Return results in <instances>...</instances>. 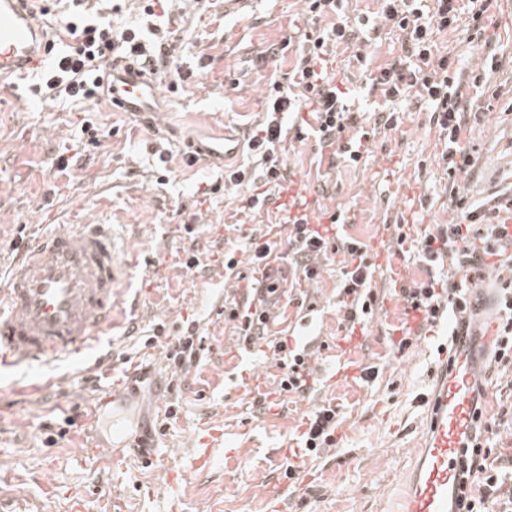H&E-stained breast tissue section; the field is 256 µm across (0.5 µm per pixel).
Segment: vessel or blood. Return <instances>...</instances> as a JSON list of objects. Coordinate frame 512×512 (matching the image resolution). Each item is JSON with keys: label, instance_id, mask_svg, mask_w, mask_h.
<instances>
[{"label": "vessel or blood", "instance_id": "b4317fda", "mask_svg": "<svg viewBox=\"0 0 512 512\" xmlns=\"http://www.w3.org/2000/svg\"><path fill=\"white\" fill-rule=\"evenodd\" d=\"M37 0H0V89L9 79L24 80L48 58L52 38L37 14ZM107 96L120 112L155 111L157 75L135 58L115 57L106 65ZM243 147L239 135L224 130L189 153L228 160ZM130 277L108 224L60 230L36 243L0 288V368L19 362L42 364L76 356L110 326ZM432 388L416 404L427 417V432L407 471L401 512H466L461 495L462 455L473 432L471 416L482 382L478 346L455 340L441 353Z\"/></svg>", "mask_w": 512, "mask_h": 512}]
</instances>
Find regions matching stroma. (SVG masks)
Wrapping results in <instances>:
<instances>
[{"label":"stroma","mask_w":512,"mask_h":512,"mask_svg":"<svg viewBox=\"0 0 512 512\" xmlns=\"http://www.w3.org/2000/svg\"><path fill=\"white\" fill-rule=\"evenodd\" d=\"M305 25L300 0H248L235 10L224 0L187 6L167 68L188 80L175 93L160 80L166 110L158 120L103 103L88 116L65 102L0 96V283L34 240L61 228L110 224L131 262L128 291L138 297L135 309L119 308L113 318L102 363L0 369V505L8 512H274L282 451L295 447L302 419L328 401L339 407L337 445L311 458L307 484L287 490L293 512H393V489L423 423L415 399L430 383L447 333L442 324L405 353L391 350L389 320L405 309L401 291L426 276L415 252L396 251V227L409 224L415 234L456 216L429 112L404 102L401 124L381 126L380 92L365 85L352 49L340 47L332 69L348 77L362 124L377 128L361 161L330 165L313 136L283 142L287 177L312 196L313 220L343 209L348 222L340 235L366 245L377 266L370 286L380 306L362 343L342 350L341 257L322 260L317 281L301 286L302 306L287 309L293 342L314 354L310 391L284 395L278 410L263 414L247 386L260 375L266 389H276L280 370L221 314L225 297L243 300L261 282L246 261L238 278L225 279L224 250L270 231L286 240L279 206L288 194L244 211L238 190H219L223 165L185 162L188 141L223 125L244 135L259 122L271 79L287 77L294 62L271 59L268 50ZM484 25L479 36L461 19L457 29L436 35L434 47L455 58L466 79L481 67L488 40L504 56L488 75L499 98H479L480 111L466 115L461 138L475 164L457 182L478 204L512 194V0H493ZM88 117L100 129V147L83 144ZM61 155L70 159L69 173L57 171ZM191 254L200 264L189 270ZM302 312L308 324L298 323ZM188 319L205 338L206 357L178 396L161 347L146 339L155 326L172 333ZM343 357L377 367L378 377L338 378ZM131 362L149 371L135 394L127 390ZM116 389L127 391L125 404L96 408ZM174 400L181 406L177 420L157 439L152 467L142 468L128 444ZM70 415L76 423L65 439L47 446L43 424ZM208 434L219 447L199 470L194 449Z\"/></svg>","instance_id":"35a3bbf8"}]
</instances>
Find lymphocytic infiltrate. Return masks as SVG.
Returning <instances> with one entry per match:
<instances>
[{
  "mask_svg": "<svg viewBox=\"0 0 512 512\" xmlns=\"http://www.w3.org/2000/svg\"><path fill=\"white\" fill-rule=\"evenodd\" d=\"M72 2L74 9L64 23L66 41L60 44L53 62L32 75L29 89L42 101L61 97L80 104L98 101L104 91L105 65L111 57L133 53L141 60L158 63L167 57L171 42L177 39L176 33L162 29L155 12L156 7L171 4L172 0H148L141 25L119 30L94 11L88 0ZM304 2L311 25L303 34L302 49L295 57L287 82L273 81L265 116L247 138L250 153L263 169L265 183L277 186L285 180L280 152L287 132H294L299 140L306 137L302 125L287 129L286 120L292 114L310 112L320 142L335 146L336 157L349 164L358 163L361 158L359 151L339 145L355 124L356 116L348 105V90L340 88L328 74V61L336 47L351 44L359 31L342 17L345 0ZM458 2L380 0L377 17L380 23L399 30L403 55L369 73L372 89L380 91L384 99L413 100L430 110V120L444 144L440 160L452 179L468 173L473 165L472 155L461 146L467 101L454 61L434 54L433 37L456 28ZM452 204L461 213L462 222L433 225L415 241L423 265L434 268L449 259L465 271L485 269L494 260L512 266V255L504 248L512 234L497 220L500 209L512 210V197L506 199L504 206L483 208L457 194ZM288 248L284 254L279 252L277 243L256 238L248 239L245 245L258 269H266L288 255L307 280L317 275L318 257L343 253L346 261L341 292L346 321L342 329L346 336H354L356 327L373 318L376 296L370 281L374 270L361 243L330 236L328 225L295 221L289 226ZM277 292L274 282H267L260 291L259 309L254 313L235 304L225 307V319L236 322L239 336L246 344L263 340L269 322L265 307L269 297ZM403 297L407 310L421 314L424 326H437L449 310L455 316L452 335H470L477 309L469 292L457 283L431 277L405 289ZM495 317L494 360L512 366V278L501 281L497 288ZM203 349L204 340L191 322L185 331L165 343L164 355L181 371L199 365ZM337 416L338 408L332 404L323 405L308 416L301 434L303 456L335 446ZM490 454V448L481 441L466 454L467 468L475 473L467 512H493L499 497L502 475L487 466Z\"/></svg>",
  "mask_w": 512,
  "mask_h": 512,
  "instance_id": "lymphocytic-infiltrate-1",
  "label": "lymphocytic infiltrate"
}]
</instances>
